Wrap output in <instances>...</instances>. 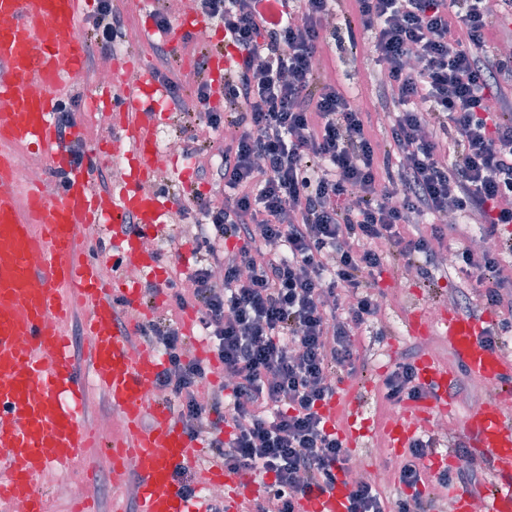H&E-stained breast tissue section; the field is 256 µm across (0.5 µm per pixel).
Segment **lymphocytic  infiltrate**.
<instances>
[{
    "label": "lymphocytic infiltrate",
    "instance_id": "1",
    "mask_svg": "<svg viewBox=\"0 0 512 512\" xmlns=\"http://www.w3.org/2000/svg\"><path fill=\"white\" fill-rule=\"evenodd\" d=\"M262 2L193 0L205 20L223 26L233 59L223 109L210 104L206 48L182 38L197 56L186 95L166 74L171 52L155 45L154 76L194 124L184 151L209 190L177 211L194 217L187 236L201 263L168 281L167 316L142 335L163 348L158 385L177 400L189 437L213 448V462L230 473L272 475L241 512H297L300 499L349 473V450L319 409L337 394V374L368 365L359 336L380 312L375 275L386 262L429 283L441 267L436 247L447 244L497 314L481 343L497 350L512 334V276L498 244L512 224V90L502 84L512 78V55L491 46L487 0ZM337 10L350 46L357 31L373 36L374 78L390 118L383 138L320 65ZM123 27L119 7L96 0L92 55L109 52ZM214 195L222 206H211ZM452 211L461 223H449ZM475 232L491 243L479 258L467 244ZM189 309L212 359L186 354L176 317ZM415 356L405 353L385 378L388 402L423 397ZM218 367L223 384L208 386ZM431 446L411 444L397 502L353 484L347 512H444L450 489L482 484L465 447L459 467L431 476L423 464Z\"/></svg>",
    "mask_w": 512,
    "mask_h": 512
}]
</instances>
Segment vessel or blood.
Wrapping results in <instances>:
<instances>
[{"instance_id": "obj_1", "label": "vessel or blood", "mask_w": 512, "mask_h": 512, "mask_svg": "<svg viewBox=\"0 0 512 512\" xmlns=\"http://www.w3.org/2000/svg\"><path fill=\"white\" fill-rule=\"evenodd\" d=\"M0 16L11 20L0 29V143L43 153L61 186L58 196H44L15 176L12 155L0 152V448L9 451L0 459V504L8 512H47L42 476L95 445L111 461L115 480L128 476L124 456L136 461L138 512H202L178 477L196 467L198 447L166 403L147 401L163 360L139 339L146 290L167 280L157 255L139 245L143 236L163 232L172 204L171 197L140 187L157 174L156 111L166 89L146 78L137 93L116 100L113 143L126 146L133 166L111 192H93L89 168L72 163L58 147V103L50 94L84 68L87 43L76 34L75 0H0ZM230 69L224 52L211 53L207 77L213 85H223ZM129 215L137 222L132 231L124 228ZM86 224L111 230L120 263L140 267L142 280L110 286L94 258L79 257V230ZM79 307L88 312L87 365L124 422L123 435L107 442L95 440L78 413L85 387L62 326ZM480 329L479 319L455 312L441 313L431 324L415 315L407 324L409 335L433 331L447 338L471 376L498 385L491 399L468 413L464 433L495 475L484 495L486 512H512V411L505 408L512 401V360L482 345ZM418 372L434 407L447 409L452 371L427 357ZM340 413L354 422L347 447H359L368 434L357 424L361 400L347 394L325 405L328 429H335ZM413 422L407 414L391 426L390 447L405 446ZM233 481L224 512H238L262 492L255 478L237 475ZM348 491L339 482L311 493L301 499V512H346Z\"/></svg>"}]
</instances>
